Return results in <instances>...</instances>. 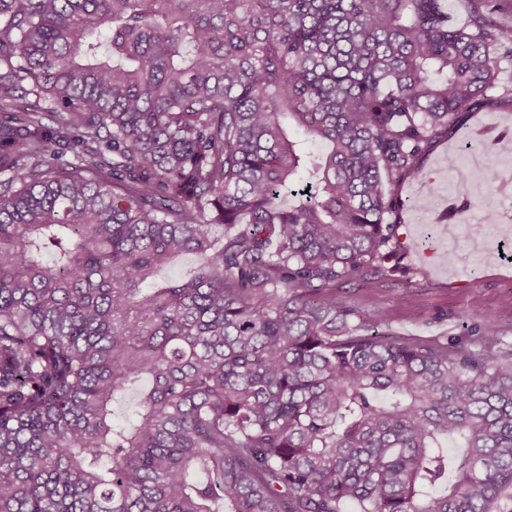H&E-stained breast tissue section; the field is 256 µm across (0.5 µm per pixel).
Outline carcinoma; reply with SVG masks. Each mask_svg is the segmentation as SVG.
Here are the masks:
<instances>
[{"instance_id": "obj_1", "label": "carcinoma", "mask_w": 512, "mask_h": 512, "mask_svg": "<svg viewBox=\"0 0 512 512\" xmlns=\"http://www.w3.org/2000/svg\"><path fill=\"white\" fill-rule=\"evenodd\" d=\"M469 3L0 0V512H512L494 324L336 293L403 271V184L498 89Z\"/></svg>"}]
</instances>
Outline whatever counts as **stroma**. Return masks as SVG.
Masks as SVG:
<instances>
[{
	"label": "stroma",
	"instance_id": "stroma-1",
	"mask_svg": "<svg viewBox=\"0 0 512 512\" xmlns=\"http://www.w3.org/2000/svg\"><path fill=\"white\" fill-rule=\"evenodd\" d=\"M512 128V104L497 98L485 100L472 111L462 113L446 139L437 142L423 160L425 181H409L403 186L398 213L400 232L406 249L404 280H375L356 283L348 292L361 309L379 312L400 336L431 341L460 339L480 346L486 323H494L500 336V350L512 349V260L487 250V239L504 240V224L484 223L485 210L512 212V170L502 164L499 149L482 142L480 131L498 132ZM457 155L463 171H470L473 158H481L483 168L495 169L499 180L487 186L476 178L467 190L450 181L445 161ZM440 183L438 196L425 194L426 180ZM469 210H461L464 200ZM454 210L449 221L456 233L458 260L447 265L441 255L445 242L440 236L441 214Z\"/></svg>",
	"mask_w": 512,
	"mask_h": 512
}]
</instances>
